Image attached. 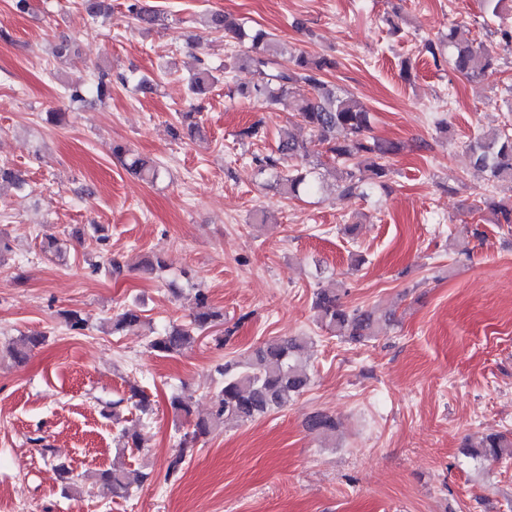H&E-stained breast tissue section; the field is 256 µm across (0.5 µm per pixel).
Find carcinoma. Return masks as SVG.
<instances>
[{"mask_svg": "<svg viewBox=\"0 0 512 512\" xmlns=\"http://www.w3.org/2000/svg\"><path fill=\"white\" fill-rule=\"evenodd\" d=\"M86 10L93 17L109 16L111 0H85ZM129 17L140 26L153 28L164 22V16L142 7L139 0H130ZM205 25L215 31L232 30L234 38L246 44V50L232 56L230 65L248 68L255 80L240 86L235 93L247 99L270 105H281L302 125L307 127L322 151L311 143L294 137L279 140L273 155H256L253 162L264 172H276L273 185L288 198H299L319 189L315 175V160L324 154L329 160L339 193L346 197H364L367 190L378 186L388 188L391 166L389 159L400 150L394 142L379 141L369 135L371 113L357 100L336 92L327 84L324 75L335 67V61L327 57H313L304 53L284 57V51L271 34L262 29L246 30L235 27L222 13L205 17ZM448 55L454 68L467 77L484 75L493 65L489 48L481 42L457 41L448 36ZM217 81L208 67L200 68L188 82L191 95L205 90V86ZM471 164L483 180L512 182V134L507 126L484 134L475 131L467 144ZM114 153L123 167L151 183L160 176V169L124 146H116ZM291 161L288 171L279 165ZM9 185L22 192L28 186L18 171L0 166V187ZM480 203L500 215L499 223L512 224V206L499 203L483 194ZM196 306L190 321L159 334L150 341L153 350L166 356L181 354L192 347L208 329L224 320V314L209 303L208 295L201 288L195 294ZM313 309L321 327L333 335L355 344L364 343L379 336L390 323L369 309H347L340 302L339 294L320 290L315 295ZM141 310L130 307L112 319V330L123 331L141 327ZM41 334L22 336L10 348L12 357L24 362L29 352L43 344ZM312 341L307 336H288L273 343L253 349L242 362L227 363L218 369L223 386L213 399L208 417L194 423L193 431L184 433L180 445L200 436L210 434L224 422H252L272 411L288 406L302 395L311 384V376L304 364ZM145 412L151 406L149 396L137 386H131L127 396L113 403H122ZM308 430L330 442L335 437L336 420L323 412H313L305 420ZM462 453L476 461L501 462L512 459V432L492 431L473 444L467 442ZM94 478L112 488V494L127 496L132 489L130 472L124 464L114 462L95 473Z\"/></svg>", "mask_w": 512, "mask_h": 512, "instance_id": "carcinoma-1", "label": "carcinoma"}]
</instances>
